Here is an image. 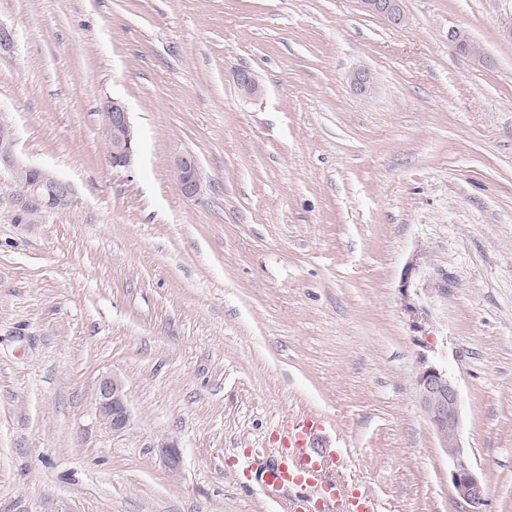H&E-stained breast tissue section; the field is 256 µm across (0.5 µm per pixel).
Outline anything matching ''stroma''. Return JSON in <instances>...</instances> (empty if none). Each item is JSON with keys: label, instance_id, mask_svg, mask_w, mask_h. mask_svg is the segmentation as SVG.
<instances>
[{"label": "stroma", "instance_id": "1", "mask_svg": "<svg viewBox=\"0 0 512 512\" xmlns=\"http://www.w3.org/2000/svg\"><path fill=\"white\" fill-rule=\"evenodd\" d=\"M404 9L0 0V118L71 187L49 208L0 168V512H290L315 489L264 473L310 415L311 453L381 512H465L419 397L430 366L458 389L481 512H512V0ZM108 96L130 171L107 158ZM360 8L367 14L399 25L406 20L405 0H358ZM98 110L101 126L102 117L107 126V154L112 167L132 168L137 159V136L125 102L118 98L106 97L101 100ZM173 179L182 194L193 196L199 188L198 162L190 154L178 157L172 169ZM96 400L100 416L113 431L125 428L129 413L121 380L114 375L101 378L97 387Z\"/></svg>", "mask_w": 512, "mask_h": 512}]
</instances>
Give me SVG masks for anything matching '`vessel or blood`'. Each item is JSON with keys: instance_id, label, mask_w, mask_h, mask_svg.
<instances>
[{"instance_id": "vessel-or-blood-1", "label": "vessel or blood", "mask_w": 512, "mask_h": 512, "mask_svg": "<svg viewBox=\"0 0 512 512\" xmlns=\"http://www.w3.org/2000/svg\"><path fill=\"white\" fill-rule=\"evenodd\" d=\"M318 424L315 420L302 417L296 420L288 433V454L279 464L266 471L268 486L278 487L291 484H315L320 486L322 501L302 500L294 504V512H379L380 506L371 491H363L356 498L342 497L336 484L322 480L320 465L307 454V446Z\"/></svg>"}]
</instances>
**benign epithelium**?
<instances>
[{"label": "benign epithelium", "instance_id": "1", "mask_svg": "<svg viewBox=\"0 0 512 512\" xmlns=\"http://www.w3.org/2000/svg\"><path fill=\"white\" fill-rule=\"evenodd\" d=\"M367 14L394 25L406 20L405 0H358ZM448 40L458 50L474 56L483 55L479 44L464 31L451 28ZM99 112L107 126V154L112 167L130 169L137 159V136L130 121V112L124 101L106 97L101 100ZM12 168L15 178L24 187L33 190L44 205L54 207L67 200L71 189L68 183L41 169L20 164L14 155V135L8 124L0 120V164ZM173 179L182 194L193 196L199 188L198 162L190 154L178 157L172 169ZM418 389L428 419L435 429L450 460L448 480L457 500L479 512L484 503L485 486L465 453L459 434V394L454 382L443 369L430 367L418 380ZM97 407L102 419L114 431L125 428L128 405L123 383L117 377L100 379L97 387Z\"/></svg>", "mask_w": 512, "mask_h": 512}]
</instances>
